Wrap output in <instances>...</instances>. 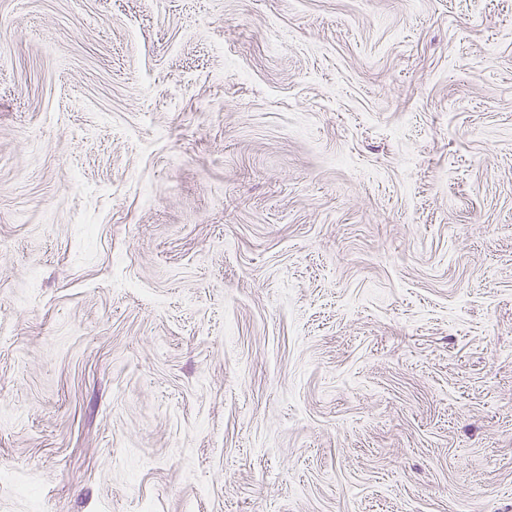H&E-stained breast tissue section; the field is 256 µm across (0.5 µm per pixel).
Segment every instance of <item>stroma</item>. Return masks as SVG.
Masks as SVG:
<instances>
[{"instance_id": "obj_1", "label": "stroma", "mask_w": 512, "mask_h": 512, "mask_svg": "<svg viewBox=\"0 0 512 512\" xmlns=\"http://www.w3.org/2000/svg\"><path fill=\"white\" fill-rule=\"evenodd\" d=\"M0 512H512V0H0Z\"/></svg>"}]
</instances>
